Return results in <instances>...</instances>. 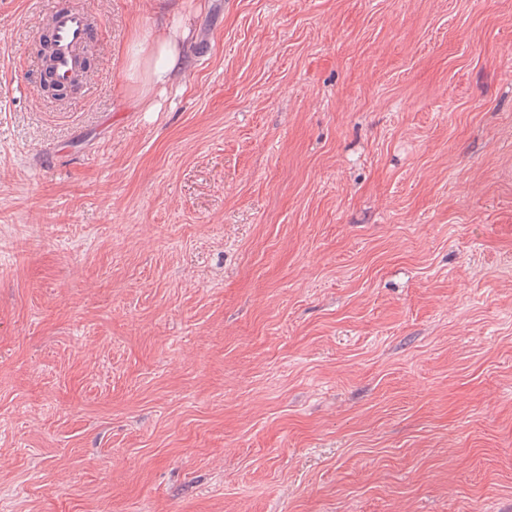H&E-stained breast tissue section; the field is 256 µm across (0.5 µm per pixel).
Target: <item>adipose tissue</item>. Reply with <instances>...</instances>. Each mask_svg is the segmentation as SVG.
Segmentation results:
<instances>
[{
	"mask_svg": "<svg viewBox=\"0 0 512 512\" xmlns=\"http://www.w3.org/2000/svg\"><path fill=\"white\" fill-rule=\"evenodd\" d=\"M195 12L192 0H183L149 33L133 32L127 51L128 69L142 78L143 90L137 101L142 111H156L157 105L152 101L155 92L165 91L181 77L184 50L193 36L191 21Z\"/></svg>",
	"mask_w": 512,
	"mask_h": 512,
	"instance_id": "ef3b65f1",
	"label": "adipose tissue"
}]
</instances>
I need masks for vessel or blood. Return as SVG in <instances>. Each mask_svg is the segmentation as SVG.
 Segmentation results:
<instances>
[{
  "label": "vessel or blood",
  "instance_id": "vessel-or-blood-1",
  "mask_svg": "<svg viewBox=\"0 0 512 512\" xmlns=\"http://www.w3.org/2000/svg\"><path fill=\"white\" fill-rule=\"evenodd\" d=\"M39 24L50 34L48 52L38 58V67L50 70L56 82L86 81L89 73L81 62L84 49L96 35L89 12L75 0H42Z\"/></svg>",
  "mask_w": 512,
  "mask_h": 512
}]
</instances>
